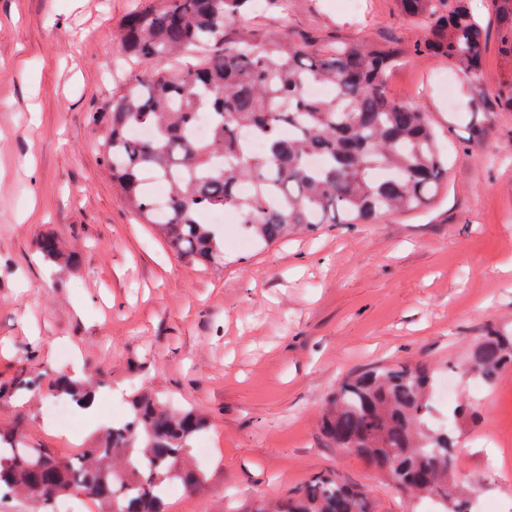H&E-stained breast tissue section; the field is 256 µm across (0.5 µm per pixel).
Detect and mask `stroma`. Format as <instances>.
<instances>
[{
  "instance_id": "35a3bbf8",
  "label": "stroma",
  "mask_w": 512,
  "mask_h": 512,
  "mask_svg": "<svg viewBox=\"0 0 512 512\" xmlns=\"http://www.w3.org/2000/svg\"><path fill=\"white\" fill-rule=\"evenodd\" d=\"M153 0H0V389L41 374L39 391L0 399V429L71 458L101 445L103 426L46 422L59 373L92 375L127 419L132 398L159 394L195 410L200 472L168 488L165 512H271L318 475L368 490L378 512H426L362 457L320 432L339 377L423 362L454 374L438 406L463 479L512 512V367L476 387L468 354L488 328L512 329V56L500 49L491 0H469L488 29L484 76L471 82L436 56L388 73L398 99L424 105L448 149V177L423 209L371 224H318L240 251L224 227V266L190 265L119 201L99 117L126 75L127 15ZM262 38L289 28L323 46L421 31L397 0H252ZM495 154L488 164L487 154ZM63 259H46L42 237ZM474 408L470 419L454 406Z\"/></svg>"
}]
</instances>
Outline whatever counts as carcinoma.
I'll use <instances>...</instances> for the list:
<instances>
[{
    "instance_id": "1",
    "label": "carcinoma",
    "mask_w": 512,
    "mask_h": 512,
    "mask_svg": "<svg viewBox=\"0 0 512 512\" xmlns=\"http://www.w3.org/2000/svg\"><path fill=\"white\" fill-rule=\"evenodd\" d=\"M468 0H399L423 31L414 54L439 56L469 80L482 76L486 31ZM501 50L512 55V0H492ZM248 0H154L124 21L120 50L131 65L108 106L104 160L121 202L152 224L178 256L224 265V232L206 214L232 209L259 244L290 227L368 224L380 215L413 211L438 193L448 156L418 104L387 91V73L404 57L398 41L337 43L314 51L285 29L259 44L244 21ZM234 28L231 38L226 29ZM164 58L161 68L139 70ZM312 83L330 86L311 97ZM210 111L209 136L196 138L197 111ZM146 129L147 136L134 131ZM250 130L265 149L239 139ZM166 183L158 198L147 184ZM246 182L250 192L238 191ZM470 370L490 384L512 364V334L490 331L474 345ZM435 375L423 364H399L341 379L328 400L322 432L338 448L364 457L406 495L436 499L463 512L452 434L426 423ZM54 392L79 404L94 394L63 376ZM205 427L193 412L173 414L141 393L128 419L112 426L105 444L61 461L20 442L21 427L0 432V485L27 492L45 508L78 492L105 512H164L166 487L193 486L199 475L184 461ZM138 459L141 467L129 462ZM279 512H375L367 491L323 475L293 489Z\"/></svg>"
}]
</instances>
